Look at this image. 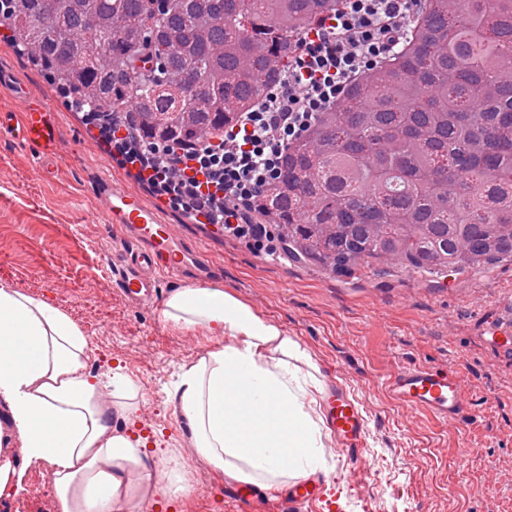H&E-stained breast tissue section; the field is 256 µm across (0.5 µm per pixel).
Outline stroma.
Masks as SVG:
<instances>
[{
    "mask_svg": "<svg viewBox=\"0 0 512 512\" xmlns=\"http://www.w3.org/2000/svg\"><path fill=\"white\" fill-rule=\"evenodd\" d=\"M0 73L58 107L60 156L45 178L35 151L0 132V282L68 312L89 336L102 373L119 367L137 382L133 428L149 451L166 453L154 477L192 465L188 492L156 499L147 512H237L231 482L188 460L189 434L174 408L178 368L202 353L206 339L166 326L158 307L129 304L110 264L132 244L108 223L101 177L151 204L154 194L1 38ZM159 212L213 266L210 283L280 324L307 349L321 379L342 371L366 421L364 460L352 463L326 437L331 470L321 482L327 494L342 492L345 512H512V358L489 348L475 321L477 310L512 289V262L457 279L337 276L258 254L184 211ZM444 362L463 372L477 420L449 427L389 399L385 384L398 366ZM54 500L48 468L32 467L0 497V512H53Z\"/></svg>",
    "mask_w": 512,
    "mask_h": 512,
    "instance_id": "obj_1",
    "label": "stroma"
}]
</instances>
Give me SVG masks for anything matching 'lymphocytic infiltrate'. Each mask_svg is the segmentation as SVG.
Segmentation results:
<instances>
[{"mask_svg": "<svg viewBox=\"0 0 512 512\" xmlns=\"http://www.w3.org/2000/svg\"><path fill=\"white\" fill-rule=\"evenodd\" d=\"M420 0H343L340 9L303 34L280 80L222 135L185 147L144 145L119 120L84 114L123 163L136 168L171 206L220 224L225 234L270 253L275 235L245 217L281 175V156L332 109L347 86L393 56Z\"/></svg>", "mask_w": 512, "mask_h": 512, "instance_id": "lymphocytic-infiltrate-1", "label": "lymphocytic infiltrate"}]
</instances>
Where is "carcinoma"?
Here are the masks:
<instances>
[{"label":"carcinoma","instance_id":"carcinoma-1","mask_svg":"<svg viewBox=\"0 0 512 512\" xmlns=\"http://www.w3.org/2000/svg\"><path fill=\"white\" fill-rule=\"evenodd\" d=\"M341 0H11L10 44L144 143L220 135ZM512 0H422L251 206L337 275L456 277L512 261Z\"/></svg>","mask_w":512,"mask_h":512}]
</instances>
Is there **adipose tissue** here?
I'll list each match as a JSON object with an SVG mask.
<instances>
[{
  "label": "adipose tissue",
  "mask_w": 512,
  "mask_h": 512,
  "mask_svg": "<svg viewBox=\"0 0 512 512\" xmlns=\"http://www.w3.org/2000/svg\"><path fill=\"white\" fill-rule=\"evenodd\" d=\"M163 323L203 332L211 344L183 364L175 411L190 435V455L224 478L264 490L328 474L316 396L324 383L308 351L280 325L219 285L178 288L165 300ZM89 339L65 311L0 283V406L10 416L0 446V493L17 469H51L56 512H143L159 486L146 441L115 430L113 414L130 415L138 390L113 371L110 382L86 370ZM114 387L105 401V387ZM142 481L132 485V473Z\"/></svg>",
  "instance_id": "ef3b65f1"
}]
</instances>
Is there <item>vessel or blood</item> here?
Here are the masks:
<instances>
[{"mask_svg": "<svg viewBox=\"0 0 512 512\" xmlns=\"http://www.w3.org/2000/svg\"><path fill=\"white\" fill-rule=\"evenodd\" d=\"M24 119L13 127L8 116L0 115V130H17L19 138L45 155L58 146V122L55 105L41 98L21 94ZM110 223L120 227L132 247L123 253L119 266V284L136 305L157 301L159 275L167 273L187 278L206 270L198 251L186 246L171 225L162 223L156 208L126 188L101 182ZM482 334L497 350L512 355V303L506 311H487L481 316ZM395 403L423 410L446 425L453 426L475 418L464 376L454 364H420L397 369L386 384ZM325 423L337 443L353 461H361L364 450L365 420L358 405L341 381L331 382L323 400ZM289 512H335V500L326 498L320 484L303 481L289 493Z\"/></svg>", "mask_w": 512, "mask_h": 512, "instance_id": "vessel-or-blood-1", "label": "vessel or blood"}]
</instances>
